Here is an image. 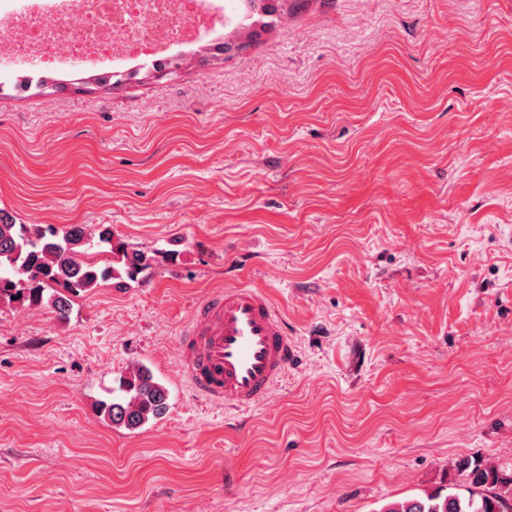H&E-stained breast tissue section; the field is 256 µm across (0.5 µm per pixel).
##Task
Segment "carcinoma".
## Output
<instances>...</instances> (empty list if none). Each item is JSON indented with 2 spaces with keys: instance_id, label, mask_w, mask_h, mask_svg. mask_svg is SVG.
Masks as SVG:
<instances>
[{
  "instance_id": "cac0c4a2",
  "label": "carcinoma",
  "mask_w": 512,
  "mask_h": 512,
  "mask_svg": "<svg viewBox=\"0 0 512 512\" xmlns=\"http://www.w3.org/2000/svg\"><path fill=\"white\" fill-rule=\"evenodd\" d=\"M306 0H277L278 7L259 19L260 29L249 36L275 26V15L284 9H299ZM246 47L242 41H224L219 48H205L206 55L222 60ZM140 70L123 75H91L84 83L110 90L135 80ZM106 258L100 266L96 256ZM155 264V256L128 250L113 240L111 226L98 225L85 233L81 227L61 231L52 224H17L0 212V302L29 305L47 304L58 317L69 313L70 297L90 294L106 279L137 282L140 275ZM169 392L145 365H138L119 378L118 387L108 397L95 402L103 420L114 426L135 430L156 420L168 407ZM455 468L463 476L460 483L441 486L426 500L412 499L384 508L380 512H512V477L500 475L491 462L464 457Z\"/></svg>"
}]
</instances>
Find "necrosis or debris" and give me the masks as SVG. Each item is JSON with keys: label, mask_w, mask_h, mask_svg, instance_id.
<instances>
[{"label": "necrosis or debris", "mask_w": 512, "mask_h": 512, "mask_svg": "<svg viewBox=\"0 0 512 512\" xmlns=\"http://www.w3.org/2000/svg\"><path fill=\"white\" fill-rule=\"evenodd\" d=\"M219 0H27L0 10V64L108 70L166 59L193 40L221 41Z\"/></svg>", "instance_id": "4bbe7bcc"}]
</instances>
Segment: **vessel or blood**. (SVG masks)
I'll list each match as a JSON object with an SVG mask.
<instances>
[{
    "label": "vessel or blood",
    "mask_w": 512,
    "mask_h": 512,
    "mask_svg": "<svg viewBox=\"0 0 512 512\" xmlns=\"http://www.w3.org/2000/svg\"><path fill=\"white\" fill-rule=\"evenodd\" d=\"M182 346L186 381L206 400L238 412L270 397L296 358L285 319L254 284L227 287L197 303Z\"/></svg>",
    "instance_id": "obj_1"
}]
</instances>
